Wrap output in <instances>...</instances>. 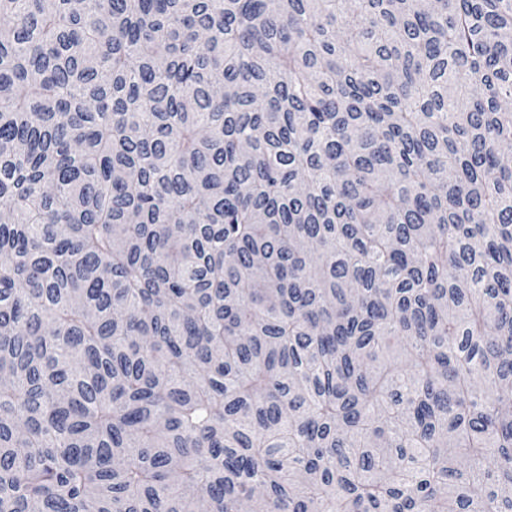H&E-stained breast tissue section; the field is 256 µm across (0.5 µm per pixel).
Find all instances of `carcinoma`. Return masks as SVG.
I'll list each match as a JSON object with an SVG mask.
<instances>
[{"instance_id": "obj_1", "label": "carcinoma", "mask_w": 512, "mask_h": 512, "mask_svg": "<svg viewBox=\"0 0 512 512\" xmlns=\"http://www.w3.org/2000/svg\"><path fill=\"white\" fill-rule=\"evenodd\" d=\"M512 0H0V512H512Z\"/></svg>"}]
</instances>
